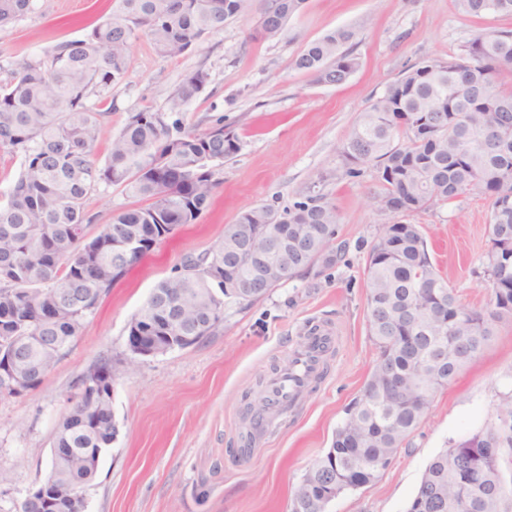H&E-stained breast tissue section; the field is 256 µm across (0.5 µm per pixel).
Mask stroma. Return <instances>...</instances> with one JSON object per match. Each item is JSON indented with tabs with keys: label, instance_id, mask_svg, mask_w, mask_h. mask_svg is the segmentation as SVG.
<instances>
[{
	"label": "stroma",
	"instance_id": "obj_1",
	"mask_svg": "<svg viewBox=\"0 0 512 512\" xmlns=\"http://www.w3.org/2000/svg\"><path fill=\"white\" fill-rule=\"evenodd\" d=\"M110 5L34 0L32 12L0 28V64L83 38ZM257 8L251 0L223 31L178 57L161 56L143 34L132 42L128 74L112 88L98 161H105L128 113L163 107L197 70L208 81L187 105L185 124L204 129L223 118L240 149L220 167L211 207L112 287L42 384L0 399V472L7 476L0 483V512H16L45 480L71 387L103 358L118 371L112 405L119 435L85 489L87 512H290L295 487L325 455L360 394L377 358L367 319V253L391 218L373 204L376 183L343 176L342 142L360 113L407 68L457 52L475 29L512 28V17H465L453 0H304L286 35L269 41L254 33ZM340 27L357 32L349 49L359 66L345 84L319 85L293 68L305 42ZM316 180L339 215L336 265L314 266L249 305L225 300L224 320L210 336L128 365L129 322L159 280L184 256L216 247L225 225L246 207L287 206ZM139 204L123 188L103 185L86 210L94 223L105 224ZM488 220L480 196L410 217L421 225L441 275L470 308L486 306L492 294L479 272ZM311 324L333 327L338 336L321 377L273 432L247 439L248 407L256 406L268 378L287 363ZM511 395L512 321H503L456 381L434 393L424 420L387 469L336 498L330 512H405L428 461L493 422Z\"/></svg>",
	"mask_w": 512,
	"mask_h": 512
}]
</instances>
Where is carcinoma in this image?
Returning a JSON list of instances; mask_svg holds the SVG:
<instances>
[{
    "instance_id": "1",
    "label": "carcinoma",
    "mask_w": 512,
    "mask_h": 512,
    "mask_svg": "<svg viewBox=\"0 0 512 512\" xmlns=\"http://www.w3.org/2000/svg\"><path fill=\"white\" fill-rule=\"evenodd\" d=\"M250 0H113L84 39L42 55L0 65V152L21 158L6 204L0 206V357L15 354L14 370L36 389L62 351L80 335L102 298L127 270L183 224L196 223L210 205L224 159L240 150L235 134L218 118L203 130L188 128L182 112L204 88L208 75H187L161 109L130 112L113 136L104 164L95 156L106 133L96 104L128 73L129 48L143 32L164 57L192 50L240 13ZM304 0H259L257 34L280 38ZM465 16H512V0H454ZM33 0H0V27L32 9ZM356 37L338 28L304 43L295 69L319 85L344 84L358 67L345 46ZM512 29L483 28L446 58L426 59L390 82L361 113L340 148L343 175L367 176L381 191L379 210L410 215L469 195L487 200L489 247L480 259L491 284L486 311L462 305L428 251L421 225L387 224L366 260L369 333L377 360L362 393L347 409L327 453L295 488L290 512H323L340 494L364 486L385 470L424 420L435 390L449 385L493 335L512 320ZM501 127L498 141L483 131ZM122 187L149 201L112 221L92 222L85 205L101 185ZM283 208L261 204L242 210L224 226V239L185 257L174 276L160 280L128 325L143 334L155 354L186 349L224 319V298L253 303L268 290L242 294L224 283L247 280L257 270L224 271V250L242 225H255L253 246H271L264 225L280 238L309 245L304 261L279 245L276 257L288 276L340 258L333 247L339 217L334 203L315 191L298 193ZM136 237L132 251L122 240ZM82 374L59 421L50 472L41 496L25 499L19 512H70L50 503L64 489L81 491L96 475L97 458L115 440L112 432L110 359ZM512 398L497 418L469 438L437 453L426 465L407 512H512Z\"/></svg>"
}]
</instances>
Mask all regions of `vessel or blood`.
I'll return each mask as SVG.
<instances>
[{
    "label": "vessel or blood",
    "instance_id": "obj_1",
    "mask_svg": "<svg viewBox=\"0 0 512 512\" xmlns=\"http://www.w3.org/2000/svg\"><path fill=\"white\" fill-rule=\"evenodd\" d=\"M336 341L331 327L318 325L309 328L288 364L268 381L265 391L268 410L256 419V432L271 431L278 414L297 405L309 385L321 375L324 357Z\"/></svg>",
    "mask_w": 512,
    "mask_h": 512
}]
</instances>
